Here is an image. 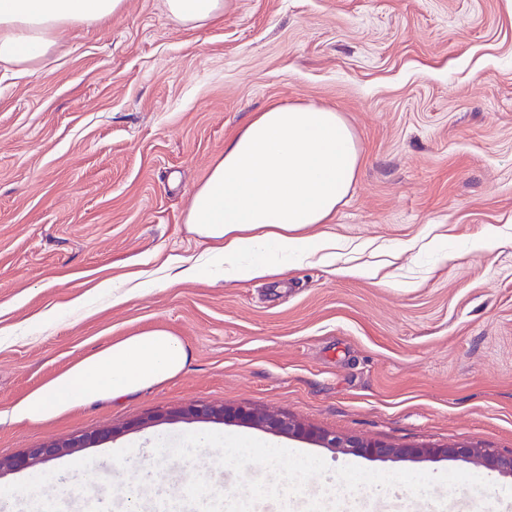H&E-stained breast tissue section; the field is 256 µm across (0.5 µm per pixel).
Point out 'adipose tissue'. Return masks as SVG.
<instances>
[{"mask_svg":"<svg viewBox=\"0 0 512 512\" xmlns=\"http://www.w3.org/2000/svg\"><path fill=\"white\" fill-rule=\"evenodd\" d=\"M124 0H0V62L25 65L47 56L59 33L118 14ZM184 27L223 16L224 0H164ZM360 148L339 112L278 103L253 113L224 145L194 192L187 222L210 244L225 280L265 276L277 257L318 258L339 277L370 269L342 261L336 242L309 234L328 223L358 172ZM191 354L178 337L154 328L113 340L13 403V422L40 423L75 407L120 400L182 372Z\"/></svg>","mask_w":512,"mask_h":512,"instance_id":"obj_1","label":"adipose tissue"}]
</instances>
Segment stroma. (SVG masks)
<instances>
[{"instance_id": "35a3bbf8", "label": "stroma", "mask_w": 512, "mask_h": 512, "mask_svg": "<svg viewBox=\"0 0 512 512\" xmlns=\"http://www.w3.org/2000/svg\"><path fill=\"white\" fill-rule=\"evenodd\" d=\"M0 65V412L85 355L155 326L191 361L175 379L40 424L0 423V457L115 438L0 478V512L37 490L168 493L212 478L326 512H512V478L461 460L370 461L238 421H164L190 403L286 414L397 446L512 450V0H226L185 28L126 0L38 62ZM340 112L361 162L329 223L348 264L227 282L186 222L192 194L252 113ZM195 279L173 281L178 262ZM128 292L113 303L99 280ZM82 307H72L75 297ZM313 459L317 470L298 473ZM397 477L368 491L366 476Z\"/></svg>"}]
</instances>
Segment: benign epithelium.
I'll return each instance as SVG.
<instances>
[{
    "instance_id": "obj_1",
    "label": "benign epithelium",
    "mask_w": 512,
    "mask_h": 512,
    "mask_svg": "<svg viewBox=\"0 0 512 512\" xmlns=\"http://www.w3.org/2000/svg\"><path fill=\"white\" fill-rule=\"evenodd\" d=\"M227 418L246 420L257 426L288 436L305 435L318 441L325 448H336L346 454L372 459L448 457L472 462L503 475L512 476V451L500 452L471 443L404 448L380 441L337 435L328 431L307 430L301 423L288 415L257 412L247 407L226 408L222 405L194 403L169 414L149 415L141 420L140 425L150 426L170 419L223 422ZM114 433L115 429L112 428L93 434L53 440L28 448L17 457L5 460L0 458V478L10 471L33 468L56 458L71 455L77 452L79 448H88L94 443L112 438Z\"/></svg>"
}]
</instances>
